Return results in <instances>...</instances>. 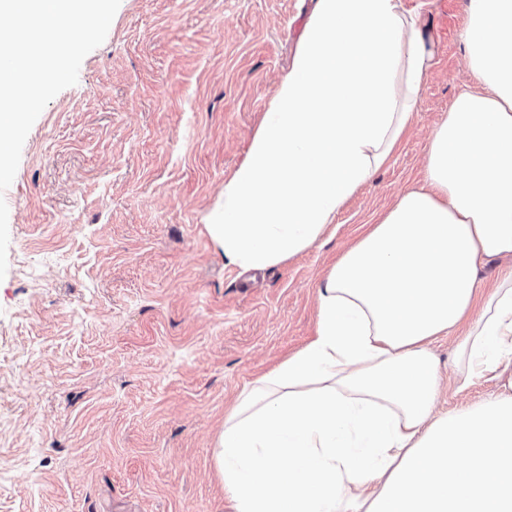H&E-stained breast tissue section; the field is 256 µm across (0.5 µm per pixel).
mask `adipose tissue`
<instances>
[{"label": "adipose tissue", "mask_w": 512, "mask_h": 512, "mask_svg": "<svg viewBox=\"0 0 512 512\" xmlns=\"http://www.w3.org/2000/svg\"><path fill=\"white\" fill-rule=\"evenodd\" d=\"M460 93L401 194L328 267L314 338L240 395L217 439L234 512H512V0H468ZM433 65L400 0H318L206 232L242 271L314 247L411 127ZM467 325L443 415L430 338ZM509 261L502 258H490L483 260L477 269V277L484 288H481V295H486L496 284L500 271Z\"/></svg>", "instance_id": "ef3b65f1"}]
</instances>
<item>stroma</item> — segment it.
<instances>
[{
    "mask_svg": "<svg viewBox=\"0 0 512 512\" xmlns=\"http://www.w3.org/2000/svg\"><path fill=\"white\" fill-rule=\"evenodd\" d=\"M317 0H121L105 41L31 128L0 280V512H232L224 414L311 341L316 286L424 180L431 131L474 86L467 0H401L433 66L411 129L333 230L287 265H226L204 224L287 73ZM440 412L497 391L455 380Z\"/></svg>",
    "mask_w": 512,
    "mask_h": 512,
    "instance_id": "stroma-1",
    "label": "stroma"
}]
</instances>
